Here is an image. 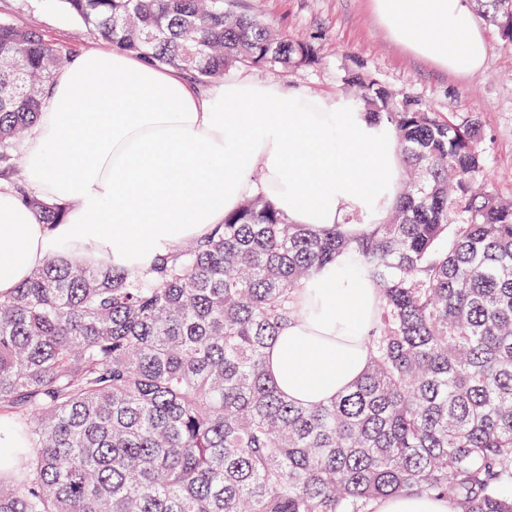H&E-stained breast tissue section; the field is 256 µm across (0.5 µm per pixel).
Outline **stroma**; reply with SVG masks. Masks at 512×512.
I'll use <instances>...</instances> for the list:
<instances>
[{"label":"stroma","mask_w":512,"mask_h":512,"mask_svg":"<svg viewBox=\"0 0 512 512\" xmlns=\"http://www.w3.org/2000/svg\"><path fill=\"white\" fill-rule=\"evenodd\" d=\"M260 16L275 30L301 38L310 62L278 66H236L225 81L249 78L313 96L352 98L349 74L363 73L398 92L417 97L443 116L479 118L491 139L484 179L497 194L512 198V48L497 29L480 27L489 45L482 72L461 77L418 58L395 43L371 8V0H224ZM38 31L70 56L100 46L63 0H0V22Z\"/></svg>","instance_id":"stroma-1"}]
</instances>
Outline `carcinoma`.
Returning a JSON list of instances; mask_svg holds the SVG:
<instances>
[{"label": "carcinoma", "instance_id": "obj_1", "mask_svg": "<svg viewBox=\"0 0 512 512\" xmlns=\"http://www.w3.org/2000/svg\"><path fill=\"white\" fill-rule=\"evenodd\" d=\"M113 46L201 79L302 65L308 45L224 0H65ZM512 47V0H477ZM70 62L0 22V175L15 178ZM356 106L393 129L407 179L388 219L347 233L247 199L147 271L49 258L0 298V512H374L385 497L512 512V199L480 180L476 116L445 118L362 75ZM338 255L378 290L365 371L317 407L270 382L296 290Z\"/></svg>", "mask_w": 512, "mask_h": 512}]
</instances>
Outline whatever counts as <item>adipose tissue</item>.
I'll use <instances>...</instances> for the list:
<instances>
[{
    "mask_svg": "<svg viewBox=\"0 0 512 512\" xmlns=\"http://www.w3.org/2000/svg\"><path fill=\"white\" fill-rule=\"evenodd\" d=\"M391 36L450 73L480 72L488 45L468 0H372ZM27 189L65 203L40 223L0 186V295L52 255L147 270L208 236L261 194L292 224L357 228L380 221L401 188L389 127L340 97L249 80L195 90L179 69L110 45L58 71L20 164ZM305 314L266 350L289 400L319 405L348 389L369 359L376 290L344 256L301 292Z\"/></svg>",
    "mask_w": 512,
    "mask_h": 512,
    "instance_id": "1",
    "label": "adipose tissue"
}]
</instances>
